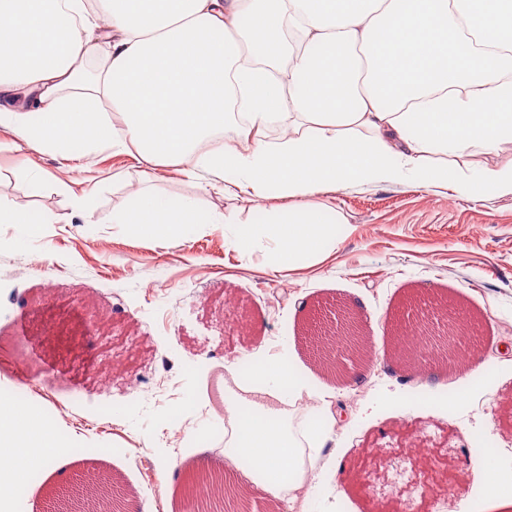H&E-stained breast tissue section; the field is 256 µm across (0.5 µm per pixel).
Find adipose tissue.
<instances>
[{
	"mask_svg": "<svg viewBox=\"0 0 512 512\" xmlns=\"http://www.w3.org/2000/svg\"><path fill=\"white\" fill-rule=\"evenodd\" d=\"M102 58L94 79L84 72ZM1 151L50 154L63 168L110 149L138 177L112 221L129 236L183 244L231 224L240 250L267 244L278 272L336 246V188L412 182L480 200L512 196V159L473 171L474 152L512 155V0H0ZM172 168L203 193L282 198L262 224L175 198L148 174ZM272 395L323 401L266 345L248 350ZM249 461L240 492L308 503L336 461L335 420L308 444L250 406L225 414ZM0 475L67 464L36 414L0 398Z\"/></svg>",
	"mask_w": 512,
	"mask_h": 512,
	"instance_id": "adipose-tissue-1",
	"label": "adipose tissue"
}]
</instances>
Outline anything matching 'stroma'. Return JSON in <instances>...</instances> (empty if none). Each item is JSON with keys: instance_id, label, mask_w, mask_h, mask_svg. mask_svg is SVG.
I'll return each instance as SVG.
<instances>
[{"instance_id": "stroma-1", "label": "stroma", "mask_w": 512, "mask_h": 512, "mask_svg": "<svg viewBox=\"0 0 512 512\" xmlns=\"http://www.w3.org/2000/svg\"><path fill=\"white\" fill-rule=\"evenodd\" d=\"M36 162L44 174L40 182L29 177L19 155L0 156V198L53 218L37 234L0 224V389L37 376L55 399L79 391L110 412L91 426L80 410L66 412L56 431L71 449V462L62 473L36 476V501L92 467L111 474L142 505L148 500L143 473L172 463L182 470L203 467L223 457L215 443L188 454L178 450L168 416L181 406L187 433L213 430L210 382L244 354L225 316L228 296L249 319L252 344H266L276 354L282 343H293V362L313 390L324 378L308 355L303 326L322 302L350 304L381 352L394 333L393 313L411 316L405 303L416 294L451 302L481 338L476 362L492 372L473 386L466 407L452 409L445 400L454 375L423 369L405 377L380 363L365 387L337 390L325 407L337 419L336 434L323 452L341 455L342 463L324 474L309 512H369L374 494L413 498L420 512H464V503L481 490L485 461L478 447L495 452L496 462L512 464V196L475 201L412 183L315 194V201L336 207L347 222L337 227L336 246L325 259L286 275L264 270L263 248L242 253L230 247L225 224L178 246L128 237L111 222L113 208L124 204L129 191L122 181L132 164L126 155L107 150L93 171L70 173L75 193H93L89 224L53 188L57 161L46 154ZM156 186L248 223L262 222L271 206L244 192L201 194L170 170L158 171ZM42 259L48 262L44 276L30 269ZM49 286L55 301L34 309L33 296ZM78 294L106 308L112 319L108 338L86 337L74 303ZM47 320L56 322V336L43 337ZM106 353L126 358L129 372L104 390L93 368ZM378 391L394 393L395 402H375L371 413L358 415L362 401ZM414 436L433 460L468 472L471 484H441L434 472L405 460L406 440ZM382 444L392 450V466L365 454ZM130 448L140 449V458L127 456Z\"/></svg>"}]
</instances>
